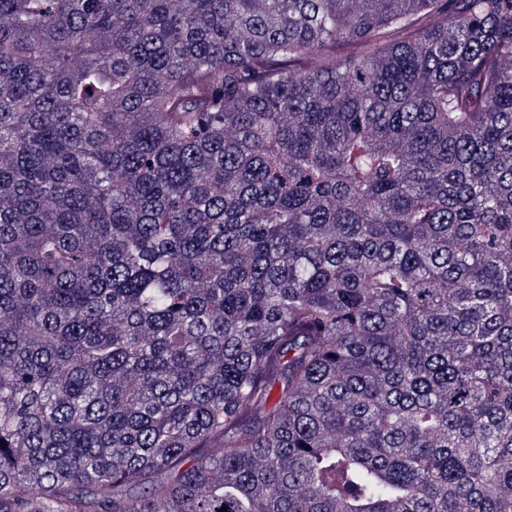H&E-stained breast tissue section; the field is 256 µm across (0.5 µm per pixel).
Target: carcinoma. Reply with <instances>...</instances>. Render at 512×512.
<instances>
[{
    "mask_svg": "<svg viewBox=\"0 0 512 512\" xmlns=\"http://www.w3.org/2000/svg\"><path fill=\"white\" fill-rule=\"evenodd\" d=\"M0 512H512V0H0Z\"/></svg>",
    "mask_w": 512,
    "mask_h": 512,
    "instance_id": "obj_1",
    "label": "carcinoma"
}]
</instances>
